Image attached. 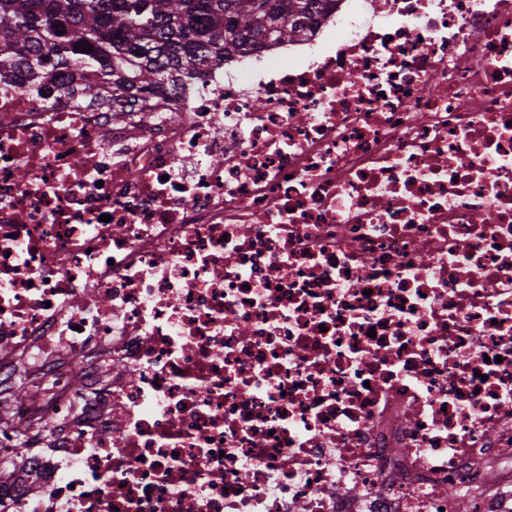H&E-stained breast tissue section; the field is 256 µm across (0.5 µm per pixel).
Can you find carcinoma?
I'll use <instances>...</instances> for the list:
<instances>
[{"label": "carcinoma", "instance_id": "cac0c4a2", "mask_svg": "<svg viewBox=\"0 0 512 512\" xmlns=\"http://www.w3.org/2000/svg\"><path fill=\"white\" fill-rule=\"evenodd\" d=\"M336 0H0V82L31 85L68 73L93 102L112 85V104L270 41L296 37L304 20ZM92 46V52L79 48Z\"/></svg>", "mask_w": 512, "mask_h": 512}]
</instances>
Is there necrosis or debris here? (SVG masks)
I'll list each match as a JSON object with an SVG mask.
<instances>
[{
  "instance_id": "obj_1",
  "label": "necrosis or debris",
  "mask_w": 512,
  "mask_h": 512,
  "mask_svg": "<svg viewBox=\"0 0 512 512\" xmlns=\"http://www.w3.org/2000/svg\"><path fill=\"white\" fill-rule=\"evenodd\" d=\"M23 367L10 512H512V0H338L119 106L0 86Z\"/></svg>"
}]
</instances>
